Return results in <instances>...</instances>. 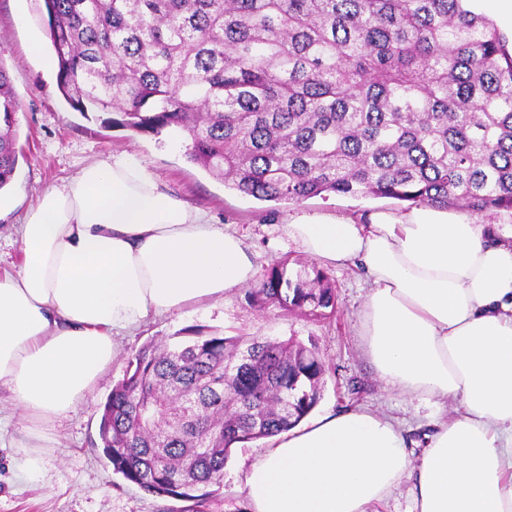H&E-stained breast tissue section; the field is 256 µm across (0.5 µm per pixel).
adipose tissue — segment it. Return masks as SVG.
Instances as JSON below:
<instances>
[{
    "label": "adipose tissue",
    "instance_id": "1",
    "mask_svg": "<svg viewBox=\"0 0 512 512\" xmlns=\"http://www.w3.org/2000/svg\"><path fill=\"white\" fill-rule=\"evenodd\" d=\"M287 228L309 258L364 268V349L385 384L459 412L417 464L397 424L365 409L270 436L244 476L247 512H378L405 480L414 512H512V226L419 205ZM15 236L20 261L0 271V388L41 443L87 400L116 337L257 274L235 233L128 154L44 189Z\"/></svg>",
    "mask_w": 512,
    "mask_h": 512
}]
</instances>
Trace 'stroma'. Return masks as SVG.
Segmentation results:
<instances>
[{
	"instance_id": "35a3bbf8",
	"label": "stroma",
	"mask_w": 512,
	"mask_h": 512,
	"mask_svg": "<svg viewBox=\"0 0 512 512\" xmlns=\"http://www.w3.org/2000/svg\"><path fill=\"white\" fill-rule=\"evenodd\" d=\"M41 54L29 51L32 41ZM54 52L46 34L42 0H0V61L19 101L15 133L17 169L0 190V268L19 261L13 228L35 208L48 186L75 177L88 164L135 154L162 186L209 213L214 223L234 230L258 271L286 259L305 262L289 238L284 220L296 213L329 214L368 222L371 215L400 213L404 204L388 199L332 195L298 203L265 202L241 195L222 179L185 157L186 138L176 129L140 134L104 127L98 113L73 110L57 89L56 70L46 64ZM336 289V311L313 319L275 306L259 308L248 298L251 285L182 312L149 318L138 330L115 340L111 367L88 400L54 426L53 448L0 451V512H180L181 502L149 494L113 471L99 438L100 408L122 379L129 357L148 344L168 341L180 329L202 326L227 336H270L315 343L327 367L323 396L314 416L366 408L391 417L412 456H420L443 416L432 402L388 388L364 352V305L368 284L355 265L328 267ZM264 440L236 445L224 468V483L207 512H237L244 504V473L264 450ZM39 471L26 478L28 458Z\"/></svg>"
}]
</instances>
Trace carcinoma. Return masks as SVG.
<instances>
[{
  "mask_svg": "<svg viewBox=\"0 0 512 512\" xmlns=\"http://www.w3.org/2000/svg\"><path fill=\"white\" fill-rule=\"evenodd\" d=\"M43 2L75 111L181 129L186 158L244 196L512 210V53L471 0ZM17 111L0 60V190L16 170ZM251 297L336 312L314 265H272ZM325 375L313 343L186 327L129 358L105 402L103 452L127 482L204 512L233 445L297 426Z\"/></svg>",
  "mask_w": 512,
  "mask_h": 512,
  "instance_id": "cac0c4a2",
  "label": "carcinoma"
}]
</instances>
